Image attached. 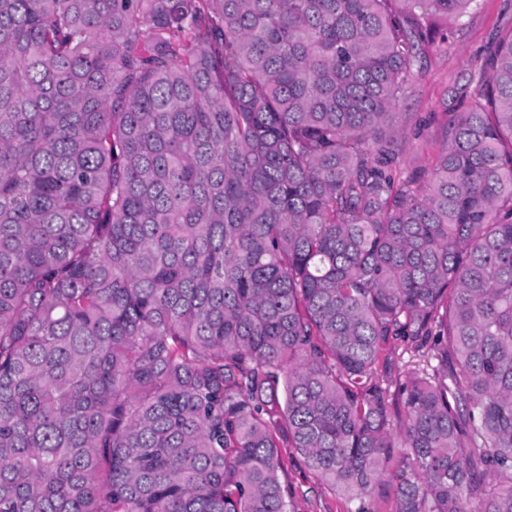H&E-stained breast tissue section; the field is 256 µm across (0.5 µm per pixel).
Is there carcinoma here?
<instances>
[{
  "mask_svg": "<svg viewBox=\"0 0 512 512\" xmlns=\"http://www.w3.org/2000/svg\"><path fill=\"white\" fill-rule=\"evenodd\" d=\"M478 2L0 0V512H512V29L395 138ZM511 27L512 0H481L477 9L448 25V41L438 39L425 49L422 68L415 66L419 76L397 108L406 112L407 144L400 159L405 173L422 172L426 181L463 110L458 89L472 92L478 86L495 40ZM427 361H430L431 365L436 364L435 360L427 358V353L423 355L404 345H396L391 355L392 372L387 378H383V386L393 394L397 389L398 380L402 382L405 375L412 370L427 368ZM288 457V483L295 490L296 511L294 512H348L354 511L357 503L326 490L319 479L302 464L291 460L292 448L282 449Z\"/></svg>",
  "mask_w": 512,
  "mask_h": 512,
  "instance_id": "obj_1",
  "label": "carcinoma"
}]
</instances>
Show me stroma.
Wrapping results in <instances>:
<instances>
[{"mask_svg":"<svg viewBox=\"0 0 512 512\" xmlns=\"http://www.w3.org/2000/svg\"><path fill=\"white\" fill-rule=\"evenodd\" d=\"M510 29L512 0H481L477 9L449 24L447 40L426 48L419 76L399 105L406 114L407 144L401 157L404 172H431L456 115L463 109L461 89L478 86L489 51L497 37ZM288 481L295 490L296 512H353L355 508L291 460Z\"/></svg>","mask_w":512,"mask_h":512,"instance_id":"35a3bbf8","label":"stroma"}]
</instances>
